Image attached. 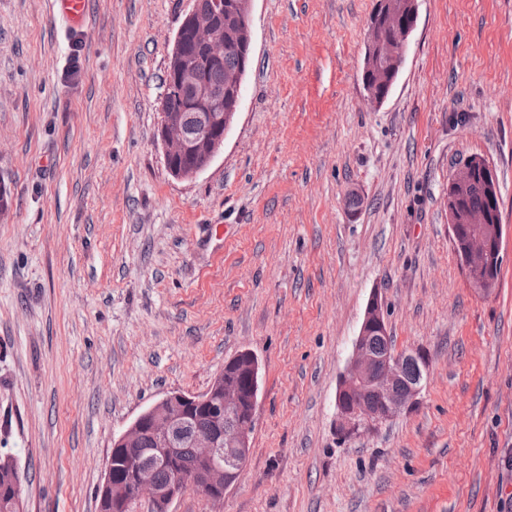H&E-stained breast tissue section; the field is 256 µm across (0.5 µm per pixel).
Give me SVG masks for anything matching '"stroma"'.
Returning <instances> with one entry per match:
<instances>
[{"label": "stroma", "mask_w": 512, "mask_h": 512, "mask_svg": "<svg viewBox=\"0 0 512 512\" xmlns=\"http://www.w3.org/2000/svg\"><path fill=\"white\" fill-rule=\"evenodd\" d=\"M375 4L253 0L241 109L179 180L157 132L193 0H88L76 28L0 0V455L26 512H98L113 437L243 351L262 369L246 466L223 502L189 490L171 512H512V0H418L371 105ZM473 154L502 198L485 291L448 228ZM375 294L428 373L343 441L337 384ZM400 11L403 16L410 20L400 27L398 30V39L397 41H391L390 43L392 45H385V41L381 39L382 35L377 39V26L371 25L366 45L367 56L364 60V69L367 68L370 71L385 72L388 74L391 70V66H393L395 70L398 69V71L402 68L406 57L408 39L417 22V0H410ZM388 59H390V61ZM385 61H388L390 64V68L387 70H384L381 66V63Z\"/></svg>", "instance_id": "1"}]
</instances>
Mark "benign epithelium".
Wrapping results in <instances>:
<instances>
[{
	"mask_svg": "<svg viewBox=\"0 0 512 512\" xmlns=\"http://www.w3.org/2000/svg\"><path fill=\"white\" fill-rule=\"evenodd\" d=\"M252 0H194L191 12L179 28L169 59L168 84L180 93L186 112L170 110L161 102V124L158 138L163 145L164 162L176 179H190L207 169L224 147V139L239 111L244 70L230 71L224 76V88L216 89L205 79V71L224 63V53L234 52L241 60L251 53L250 25ZM231 12L239 30L224 25V13ZM408 23L398 30V39L390 45L377 37V26L370 27L364 67L383 72L387 61L401 69L417 17V0H409L401 8ZM481 181L488 195L487 206L480 212L461 213L457 199L476 181ZM502 200L494 166L474 155L458 164L448 179V224L456 254L466 277L476 286H492L502 265L503 224L500 219ZM376 336L388 342L383 351L368 343ZM385 319L384 306L378 294L367 304L352 353L336 390V430L349 436L368 426L390 421L417 401L426 375V362L420 354L397 350ZM250 366V385L242 391L224 384L219 374L208 391L187 394L172 391L143 409L118 437L112 447L138 448L149 437L154 444L153 460L136 464L130 486L118 497L112 495V471L106 470L100 488L102 500L135 512L147 501L151 512H169L172 502L192 486L202 490L215 503L235 483L243 466V455L249 447L258 403L255 385L257 359L249 352L236 361ZM413 360L417 372L408 376L405 364ZM249 395L252 406L247 422L224 424V416L237 410ZM209 415L211 428L196 430L185 437L195 412ZM195 450L207 465L191 471L176 470L166 485L154 478L155 468L168 462L183 444Z\"/></svg>",
	"mask_w": 512,
	"mask_h": 512,
	"instance_id": "7a95c632",
	"label": "benign epithelium"
}]
</instances>
